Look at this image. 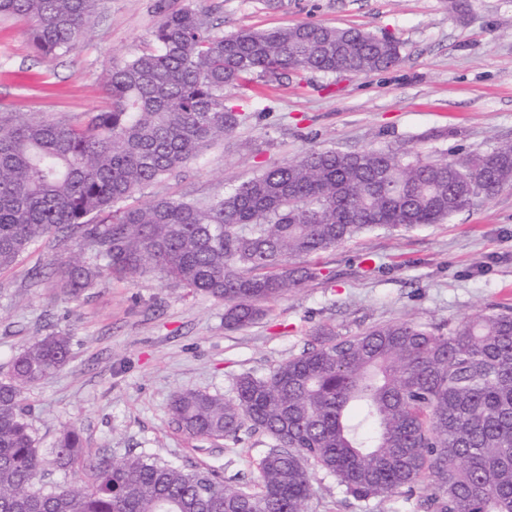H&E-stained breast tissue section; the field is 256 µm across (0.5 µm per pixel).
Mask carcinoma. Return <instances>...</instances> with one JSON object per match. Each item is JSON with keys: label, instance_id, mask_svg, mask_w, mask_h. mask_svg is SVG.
Returning a JSON list of instances; mask_svg holds the SVG:
<instances>
[{"label": "carcinoma", "instance_id": "1", "mask_svg": "<svg viewBox=\"0 0 512 512\" xmlns=\"http://www.w3.org/2000/svg\"><path fill=\"white\" fill-rule=\"evenodd\" d=\"M99 0H0L24 21L35 53L75 50ZM150 43L113 66L106 105L63 120L0 111V269L41 238L79 230L95 263L72 261L56 287L79 298L95 281L156 270L224 303V326H247L264 303L321 275L316 256L375 228L440 224L470 206L469 159L316 150L267 167L208 201L125 202L224 141L248 115L224 90L268 74L357 75L400 62L399 43L322 23L224 34L211 13L159 4ZM483 183H512V143L483 155ZM70 359L67 336L34 340L0 379V512H306L314 470L347 498L417 489V512H512V307L445 329L419 321L332 332L268 375L244 373L231 400L177 393L172 419L188 434L262 435L257 477L229 485L212 471L129 455L85 464L80 433L54 447L85 484H35L43 459L22 393Z\"/></svg>", "mask_w": 512, "mask_h": 512}]
</instances>
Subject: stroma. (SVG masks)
Instances as JSON below:
<instances>
[{"label":"stroma","mask_w":512,"mask_h":512,"mask_svg":"<svg viewBox=\"0 0 512 512\" xmlns=\"http://www.w3.org/2000/svg\"><path fill=\"white\" fill-rule=\"evenodd\" d=\"M218 7L224 31L304 22L357 28L397 39L400 63L364 75L292 73L257 89H226L249 113L234 138L178 173L141 188L161 197L224 195L260 168L311 149L397 151L450 160L512 141V0H192ZM159 0H99L80 46L53 59L34 53L22 21L0 18V111L61 120L95 111L114 65L149 43ZM68 231L31 246L0 270V377L32 339L60 333L71 358L23 392L26 419L52 482H79L50 454L77 428L88 452L128 453L188 469L212 468L231 484L253 479L268 441L203 440L172 420L169 404L194 389L232 398L239 375L268 374L298 355L320 330L339 335L390 321L457 323L512 306V185L477 199L443 224L376 229L322 253V277L267 303L246 328L224 327V306L149 272L127 283L97 281L65 299L54 272L75 256L92 260ZM307 512H414L397 493L383 502L344 499L334 477L316 473Z\"/></svg>","instance_id":"35a3bbf8"}]
</instances>
